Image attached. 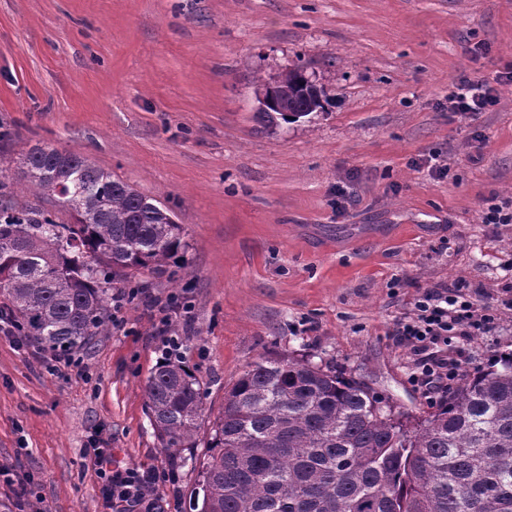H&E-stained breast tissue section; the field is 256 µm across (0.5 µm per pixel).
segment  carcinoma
<instances>
[{
  "label": "carcinoma",
  "mask_w": 512,
  "mask_h": 512,
  "mask_svg": "<svg viewBox=\"0 0 512 512\" xmlns=\"http://www.w3.org/2000/svg\"><path fill=\"white\" fill-rule=\"evenodd\" d=\"M283 70L268 128L310 115L302 77ZM20 177L44 204L0 195V313L59 356L105 334L112 291L131 270L177 264L185 230L158 199L81 154L37 144ZM172 460L195 447L205 392L178 350L144 386ZM366 382L290 353L262 356L224 392L194 512H512V352L465 376L411 430Z\"/></svg>",
  "instance_id": "carcinoma-1"
}]
</instances>
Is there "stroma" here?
<instances>
[{
	"label": "stroma",
	"instance_id": "1",
	"mask_svg": "<svg viewBox=\"0 0 512 512\" xmlns=\"http://www.w3.org/2000/svg\"><path fill=\"white\" fill-rule=\"evenodd\" d=\"M301 63L324 111L270 130L259 80ZM512 67V0H0V168L16 176L48 143L87 156L175 214L186 232L182 292L131 272L144 292L82 353L49 374V351L0 334V512L28 483L36 512H103L86 448L160 474L162 512H191L207 431L173 467L141 386L164 351L159 307L206 391L262 356L291 353L365 380L417 419L432 399L394 334L415 299L469 284L479 306L512 297V83L477 116L449 112L460 76ZM436 152L447 175L425 162ZM347 190L355 202L336 206ZM462 371L512 350V311L461 342Z\"/></svg>",
	"mask_w": 512,
	"mask_h": 512
}]
</instances>
